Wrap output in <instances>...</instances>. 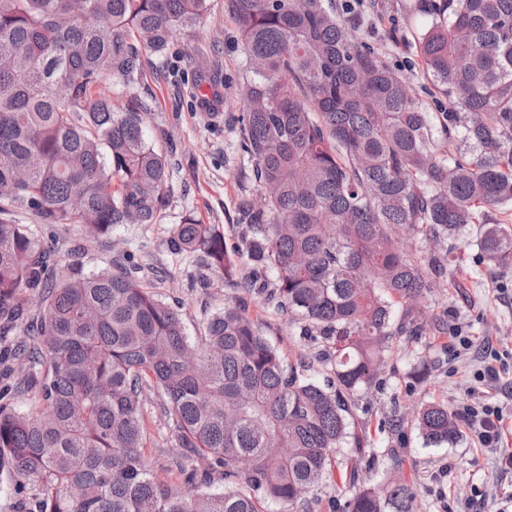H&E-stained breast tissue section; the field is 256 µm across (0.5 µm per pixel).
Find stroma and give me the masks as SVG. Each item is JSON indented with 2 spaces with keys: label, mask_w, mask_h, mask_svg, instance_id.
<instances>
[{
  "label": "stroma",
  "mask_w": 512,
  "mask_h": 512,
  "mask_svg": "<svg viewBox=\"0 0 512 512\" xmlns=\"http://www.w3.org/2000/svg\"><path fill=\"white\" fill-rule=\"evenodd\" d=\"M415 2L356 0L347 18L365 40L374 43L383 59L403 70L417 98L434 112L442 95L427 79L415 48L429 19L413 12ZM244 66L245 55L226 0H208L207 14L195 33L178 36L173 55L150 56L134 88L147 104L148 136L172 167L171 197L158 222L121 225L100 238L78 225L56 230L60 239L84 246L85 263L92 268L108 266L119 253L134 255L141 276L154 280L157 293L179 311L194 338L203 336L206 319L235 291L219 274L205 270L196 256L173 254L168 239L175 224L189 215L218 225L228 250L241 243L238 204L243 197L260 196L250 167L238 151ZM202 73L220 81L216 98L206 108L194 96L195 81ZM475 237L470 230L453 242L464 269L459 287L439 283L427 295L432 314H447L450 333L430 329L416 340L393 338L383 385L361 402L359 416L377 450L391 446L379 429V420L395 404L408 409L420 400H436L459 415L467 404L481 401L502 407L504 414L512 413V269L489 273L477 266L470 245ZM249 311L283 352L302 348L314 353L299 328L275 308L253 303ZM461 335L473 341L465 353L458 350ZM488 345L502 356L492 387L476 378L486 364ZM423 357L431 360L432 370L425 382L412 384V368ZM460 430V441L450 447H426L412 428L396 446L405 460V477L419 488L415 512H499L512 498V475L500 469L499 450L483 447L468 424H461ZM148 434L146 457L153 471L177 483L168 465L179 448L167 419L159 416L149 421Z\"/></svg>",
  "instance_id": "35a3bbf8"
}]
</instances>
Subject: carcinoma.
<instances>
[{"instance_id":"carcinoma-1","label":"carcinoma","mask_w":512,"mask_h":512,"mask_svg":"<svg viewBox=\"0 0 512 512\" xmlns=\"http://www.w3.org/2000/svg\"><path fill=\"white\" fill-rule=\"evenodd\" d=\"M415 9L430 18L417 52L448 99L439 130L326 0H227L246 57L238 149L261 195L239 204L240 279L217 225L171 231L172 251L240 290L194 342L133 256L88 269L74 246L60 275L56 248L13 212L94 236L158 221L167 156L143 102L117 110L112 90L130 92L145 53L194 32L207 0H0V472L27 512H411L418 487L395 449L367 447L359 400L381 386L394 337L448 328L421 307L463 274L448 238L476 224V262L512 268V228L488 221L512 206V0ZM249 297L320 344L327 381L306 353L281 354ZM153 414L182 448L180 489L146 460ZM409 420L429 447L459 439L445 404L395 409L384 429L399 440Z\"/></svg>"}]
</instances>
